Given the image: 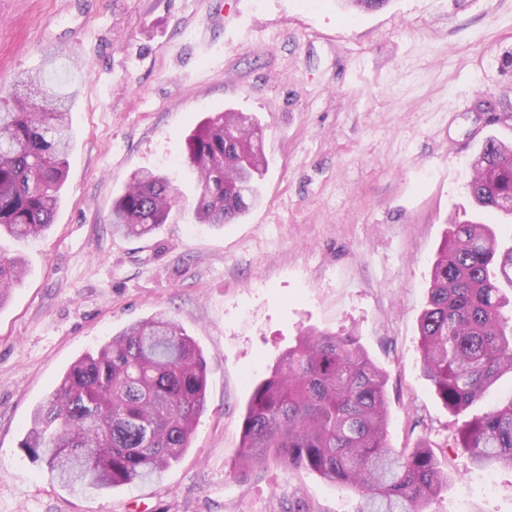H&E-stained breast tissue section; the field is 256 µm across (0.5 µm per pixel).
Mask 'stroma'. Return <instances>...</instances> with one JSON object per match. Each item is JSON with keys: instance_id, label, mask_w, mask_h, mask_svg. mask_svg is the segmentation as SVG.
I'll list each match as a JSON object with an SVG mask.
<instances>
[{"instance_id": "obj_1", "label": "stroma", "mask_w": 512, "mask_h": 512, "mask_svg": "<svg viewBox=\"0 0 512 512\" xmlns=\"http://www.w3.org/2000/svg\"><path fill=\"white\" fill-rule=\"evenodd\" d=\"M43 70L77 90L73 148L45 235L0 253L25 274L0 305V512H356L352 491L268 463L237 471L254 389L308 329L352 335L387 375L391 447L425 441L448 475L429 512H512V468L487 486L466 418L512 398L503 376L465 415L420 365L418 321L485 140L512 144V0H0V81ZM253 113L262 199L229 224L192 218L186 139ZM181 203L142 237L112 233L133 175ZM163 311L201 349L206 407L160 482L72 491L22 443L87 351Z\"/></svg>"}]
</instances>
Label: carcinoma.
Segmentation results:
<instances>
[{
  "instance_id": "obj_1",
  "label": "carcinoma",
  "mask_w": 512,
  "mask_h": 512,
  "mask_svg": "<svg viewBox=\"0 0 512 512\" xmlns=\"http://www.w3.org/2000/svg\"><path fill=\"white\" fill-rule=\"evenodd\" d=\"M49 107L36 110L30 92ZM77 91L58 93L38 73L0 85V234L36 239L53 223L73 141L67 115ZM260 131L243 112H224L187 138L198 175L193 214L224 224L260 197L264 157L247 146ZM467 189L475 205L506 215L512 206V146L488 139ZM176 203L167 177L136 175L112 204V232L150 234ZM23 264L0 254V304ZM512 245L488 224H455L433 264L419 319L422 368L436 395L460 415L512 373ZM207 372L193 338L163 313L113 336L74 361L32 418L23 447L68 487L98 491L162 478L190 448L206 406ZM387 379L350 336L305 333L251 397L236 467L274 457L308 468L359 499L357 512H426L446 478L424 441L396 450L387 441ZM461 445L480 468L512 466V402L468 420Z\"/></svg>"
}]
</instances>
